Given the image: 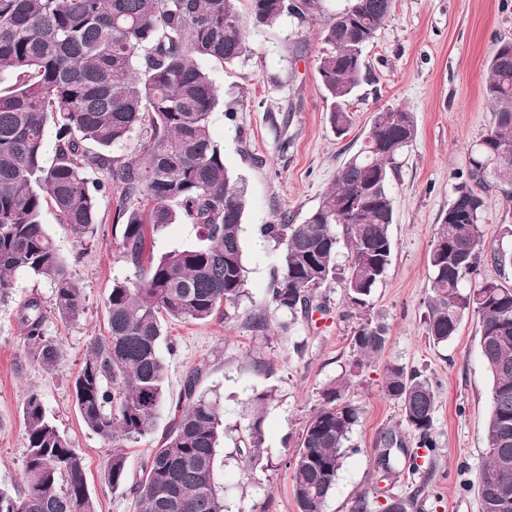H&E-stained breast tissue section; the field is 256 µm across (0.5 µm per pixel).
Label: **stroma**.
<instances>
[{"instance_id": "obj_1", "label": "stroma", "mask_w": 512, "mask_h": 512, "mask_svg": "<svg viewBox=\"0 0 512 512\" xmlns=\"http://www.w3.org/2000/svg\"><path fill=\"white\" fill-rule=\"evenodd\" d=\"M504 39L512 40V0H395L391 18L364 52L367 78L350 101L353 124L341 136L328 121L329 103L318 73L324 46L314 30L284 21L250 31L249 57L233 65H210L221 100L211 115L212 136L224 149L226 167L246 188V296L226 318L166 322L170 346L160 351L167 365L166 403L150 434L121 443L130 477L139 476L149 449L169 426L187 374L200 367V387L218 396L227 424L241 420L242 404L253 390L272 386L277 393L264 420L269 467L247 476L231 460L217 467L230 512H297L285 462L308 418L323 404L324 389L346 374L348 394L363 415L326 512H348L352 500L376 484L402 496L423 486L422 512H479L472 485L483 463L491 395L478 319L466 314L457 334L439 346L426 338L423 319L430 286L428 250L458 177L467 169L470 150L492 125L484 93L486 64ZM396 107L413 112L418 134L391 180L393 257L373 295V312L387 325L390 342L379 358L353 374V322L344 315L339 285L324 291L325 314L294 322L273 314L262 334L250 327L249 314L266 307L267 289L280 274L277 254L258 227L283 215L302 223L333 184L338 167L360 148L376 111ZM119 195L116 189L100 195L103 222L88 248L58 224L54 211L43 213L47 231L83 287L84 313L78 322H62L53 312L50 286L26 274L17 275L12 293L0 299V486H26L21 407L33 389L83 456L98 512H135L131 493L112 491L104 482L112 445L84 426L72 397L86 343L105 331L104 301L113 280L138 276L113 247ZM482 231L487 247L512 248V199L499 190L490 193ZM33 297L46 310L47 336L64 352L61 367L51 373L25 357L18 314ZM390 363L419 370L438 383L437 447L426 482L407 473L376 481L381 439L401 424L399 407L382 392L383 369Z\"/></svg>"}]
</instances>
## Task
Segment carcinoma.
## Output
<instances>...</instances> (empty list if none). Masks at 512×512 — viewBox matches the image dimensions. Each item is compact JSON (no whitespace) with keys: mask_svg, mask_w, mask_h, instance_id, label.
<instances>
[{"mask_svg":"<svg viewBox=\"0 0 512 512\" xmlns=\"http://www.w3.org/2000/svg\"><path fill=\"white\" fill-rule=\"evenodd\" d=\"M0 0V297L26 272L50 283L54 312L65 322L83 314L81 288L41 217L53 208L58 223L93 244L99 217L95 192L121 189L112 238L121 256L142 269L134 282L115 280L105 301L107 334L93 336L73 380V401L85 427L105 441L149 434L165 399L166 364L160 355L167 319L206 322L237 309L245 296L242 246L244 188L224 164V149L211 135L219 105L209 62L232 65L250 52L246 28H272L285 18L302 26L322 18L326 45L318 70L330 101L329 122L338 135L352 125L349 100L366 77L363 53L390 18L394 0H346L320 11V0ZM10 84L1 86L5 77ZM485 97L493 112L490 131L476 145L459 176L448 217L428 252L431 288L424 331L434 344L457 332L463 315L478 317L479 346L491 380L484 462L476 482L480 512H512V287L475 281L484 253L490 188L512 191V41L502 42L487 64ZM55 129L47 156L48 128ZM143 137L135 156L115 155L134 130ZM417 126L405 108L376 112L361 147L338 168L333 185L301 224H262L259 233L277 250L281 274L268 288L269 307L293 319L323 311L321 289L341 280L346 316L354 320L350 371L380 356L388 329L372 315L374 290L391 263V177L413 144ZM501 153L498 171L489 160ZM102 174L96 187L85 172ZM186 219L197 242L161 255L155 236ZM347 271L338 277L340 242ZM25 353L53 372L64 360L46 335L41 302L30 299L20 316ZM202 370L189 373L178 414L141 476L131 482L125 454L112 452L104 482L131 487L137 512H224L216 482L217 447L224 411L219 399L199 390ZM384 394L400 408L415 437V451L388 431L375 468L384 481L405 465L423 474L418 459L431 457L436 384L390 363ZM272 387L255 391L239 436L240 470L262 461L263 422L275 400ZM27 440L24 491L0 487V512H97L85 461L71 438L30 390L22 403ZM362 408L340 382L326 389L285 467L298 512H325ZM425 455H419V450ZM417 489L380 503L366 493L349 512H412Z\"/></svg>","mask_w":512,"mask_h":512,"instance_id":"carcinoma-1","label":"carcinoma"}]
</instances>
